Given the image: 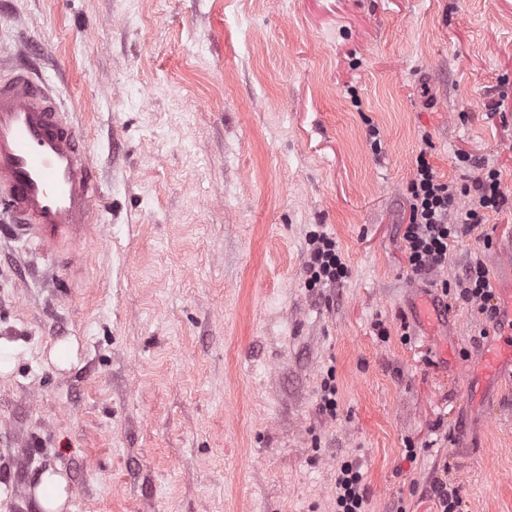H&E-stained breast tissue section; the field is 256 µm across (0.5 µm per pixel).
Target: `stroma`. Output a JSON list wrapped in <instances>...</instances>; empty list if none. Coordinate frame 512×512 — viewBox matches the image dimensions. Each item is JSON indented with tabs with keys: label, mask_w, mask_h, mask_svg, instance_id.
I'll use <instances>...</instances> for the list:
<instances>
[{
	"label": "stroma",
	"mask_w": 512,
	"mask_h": 512,
	"mask_svg": "<svg viewBox=\"0 0 512 512\" xmlns=\"http://www.w3.org/2000/svg\"><path fill=\"white\" fill-rule=\"evenodd\" d=\"M0 58L75 112L104 192L77 278L0 238V512H39L47 468L68 512H336L347 461L366 512H435L436 481L512 512V380L457 445L497 323L441 292L477 255L512 280V0H0ZM422 152L509 199L424 280ZM316 230L330 288L305 285ZM309 258L306 264V286H336L346 277V267L336 246V240L322 232L309 236ZM68 482L52 468L41 472L32 487L33 496L43 512H60L67 501Z\"/></svg>",
	"instance_id": "obj_1"
}]
</instances>
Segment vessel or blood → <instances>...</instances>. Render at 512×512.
<instances>
[{
    "label": "vessel or blood",
    "mask_w": 512,
    "mask_h": 512,
    "mask_svg": "<svg viewBox=\"0 0 512 512\" xmlns=\"http://www.w3.org/2000/svg\"><path fill=\"white\" fill-rule=\"evenodd\" d=\"M101 186L72 112L31 68L0 66V207L11 221L0 232L24 237L36 250L76 268V244L98 222ZM502 326L475 368L489 385L512 376V298L498 312Z\"/></svg>",
    "instance_id": "vessel-or-blood-1"
}]
</instances>
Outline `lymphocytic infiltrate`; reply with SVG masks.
I'll use <instances>...</instances> for the list:
<instances>
[{"instance_id":"1","label":"lymphocytic infiltrate","mask_w":512,"mask_h":512,"mask_svg":"<svg viewBox=\"0 0 512 512\" xmlns=\"http://www.w3.org/2000/svg\"><path fill=\"white\" fill-rule=\"evenodd\" d=\"M507 198L498 169L484 170L472 185L461 188L442 181L425 155H418L416 172L408 188L409 217L402 240L407 264L414 275L428 276L448 263V252L459 238L500 211ZM306 285L333 286L346 276L336 241L326 233L309 237ZM460 296L476 304L480 313L495 318L494 289L482 258L470 261L458 284ZM362 475L351 463L341 465L336 477V512H364Z\"/></svg>"}]
</instances>
